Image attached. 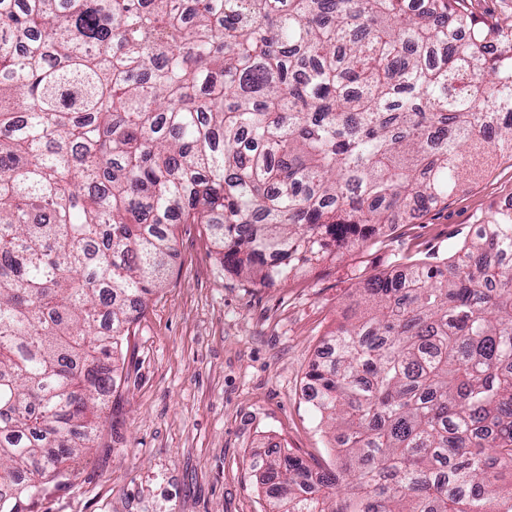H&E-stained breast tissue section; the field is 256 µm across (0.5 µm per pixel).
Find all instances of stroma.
I'll list each match as a JSON object with an SVG mask.
<instances>
[{
  "mask_svg": "<svg viewBox=\"0 0 512 512\" xmlns=\"http://www.w3.org/2000/svg\"><path fill=\"white\" fill-rule=\"evenodd\" d=\"M511 206L512 157L497 153L411 223L270 286L225 272L203 225H179L170 272L123 346L96 447L21 512H268L253 454L286 448L336 466L306 374L356 285L408 258L449 257Z\"/></svg>",
  "mask_w": 512,
  "mask_h": 512,
  "instance_id": "stroma-1",
  "label": "stroma"
}]
</instances>
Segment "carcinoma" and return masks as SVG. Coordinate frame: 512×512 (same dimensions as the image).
Listing matches in <instances>:
<instances>
[{
  "label": "carcinoma",
  "mask_w": 512,
  "mask_h": 512,
  "mask_svg": "<svg viewBox=\"0 0 512 512\" xmlns=\"http://www.w3.org/2000/svg\"><path fill=\"white\" fill-rule=\"evenodd\" d=\"M512 155V21L465 0H0V512L95 447L122 342L203 224L274 283ZM358 288L311 364L338 471L270 512H512V208Z\"/></svg>",
  "instance_id": "1"
}]
</instances>
